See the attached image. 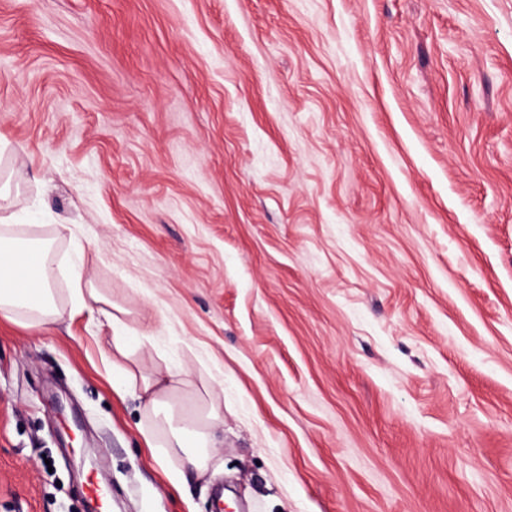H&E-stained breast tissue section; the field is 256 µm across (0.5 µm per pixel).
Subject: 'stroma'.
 I'll list each match as a JSON object with an SVG mask.
<instances>
[{
    "mask_svg": "<svg viewBox=\"0 0 512 512\" xmlns=\"http://www.w3.org/2000/svg\"><path fill=\"white\" fill-rule=\"evenodd\" d=\"M0 512H512V0H0ZM83 264L220 418L172 486ZM0 223V316L23 326L50 328L63 316L52 288L53 242L29 236L26 224H7L1 216ZM31 262L39 265V278L32 284L22 279Z\"/></svg>",
    "mask_w": 512,
    "mask_h": 512,
    "instance_id": "1",
    "label": "stroma"
}]
</instances>
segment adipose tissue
I'll use <instances>...</instances> for the list:
<instances>
[{
    "label": "adipose tissue",
    "instance_id": "adipose-tissue-1",
    "mask_svg": "<svg viewBox=\"0 0 512 512\" xmlns=\"http://www.w3.org/2000/svg\"><path fill=\"white\" fill-rule=\"evenodd\" d=\"M53 242L29 236L23 225H0V316L17 324L50 328L63 316L53 283L56 268L51 258ZM83 268L71 273L74 305L94 308L112 327V373L120 391L136 396L144 420L139 431L148 447L157 451L172 484H179L186 471H202L204 450L215 438L212 429L219 418L209 411L199 428H175L164 441H157L152 422L161 404L169 402L179 386L188 384L191 373L182 368L153 374L144 372L135 354L138 343L128 334L127 309L112 302L94 288L83 285Z\"/></svg>",
    "mask_w": 512,
    "mask_h": 512
}]
</instances>
